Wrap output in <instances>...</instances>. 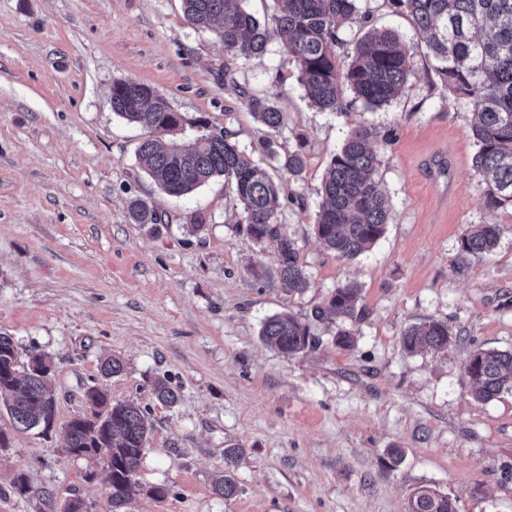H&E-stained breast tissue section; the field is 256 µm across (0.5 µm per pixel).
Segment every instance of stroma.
I'll list each match as a JSON object with an SVG mask.
<instances>
[{
	"instance_id": "35a3bbf8",
	"label": "stroma",
	"mask_w": 512,
	"mask_h": 512,
	"mask_svg": "<svg viewBox=\"0 0 512 512\" xmlns=\"http://www.w3.org/2000/svg\"><path fill=\"white\" fill-rule=\"evenodd\" d=\"M357 7L410 43L405 92L373 111H318L273 42L244 76L284 114L271 135L216 81L224 50L185 21L181 0H0V334L51 356L56 399L52 432H15L0 450V512H64L76 496L87 512H111L103 464L63 452L95 384L154 422L139 480L168 493L137 495L126 512H407L423 486L456 512H512V393L475 401L464 371L476 349H512V206L486 205L470 107L448 96L411 17L388 0ZM120 79L168 99L186 119L182 143L202 119L256 161L269 141L302 149L300 175L272 176L294 197L280 221L310 275L304 294L270 278L276 246L253 243L223 179L176 198L140 170L146 131L109 103ZM361 123L393 137L377 175L391 214L385 235L347 260L314 224L328 163ZM132 197L166 223H133ZM196 210L208 224L195 235L184 224ZM473 224L500 225L492 253L461 254ZM350 281L368 314L343 350L310 315ZM284 311L310 319L318 349L288 356L263 344V320ZM429 320L448 323L447 350L405 351L403 330ZM109 355L124 371L106 379ZM158 377L179 391L175 407L156 401ZM233 447L245 455L227 500L212 482ZM390 448L402 451L392 468ZM22 475L27 496L13 488Z\"/></svg>"
}]
</instances>
